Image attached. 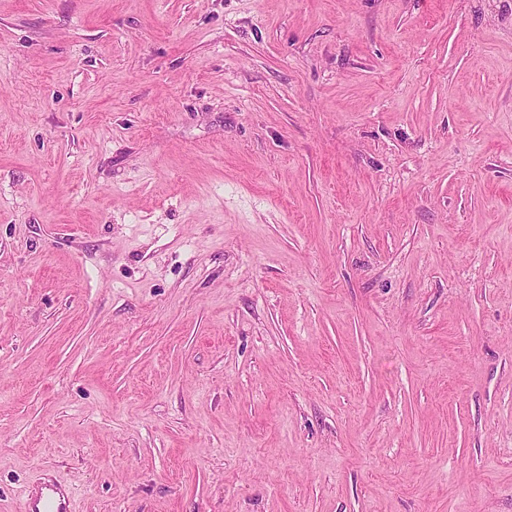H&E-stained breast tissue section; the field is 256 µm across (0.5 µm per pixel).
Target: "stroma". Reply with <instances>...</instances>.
Returning a JSON list of instances; mask_svg holds the SVG:
<instances>
[{
    "instance_id": "35a3bbf8",
    "label": "stroma",
    "mask_w": 512,
    "mask_h": 512,
    "mask_svg": "<svg viewBox=\"0 0 512 512\" xmlns=\"http://www.w3.org/2000/svg\"><path fill=\"white\" fill-rule=\"evenodd\" d=\"M512 512V0H0V512ZM23 512H74L70 489L54 479H43L22 492Z\"/></svg>"
}]
</instances>
